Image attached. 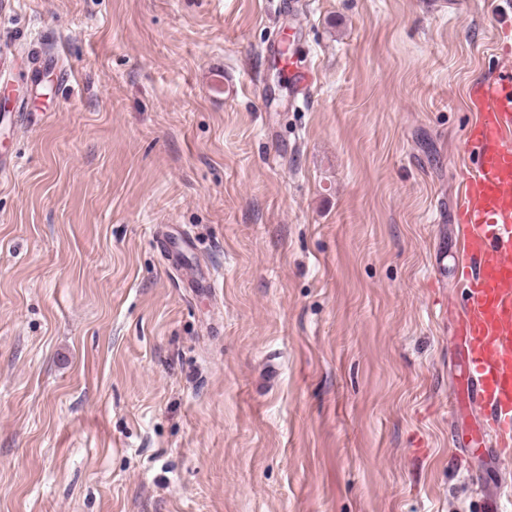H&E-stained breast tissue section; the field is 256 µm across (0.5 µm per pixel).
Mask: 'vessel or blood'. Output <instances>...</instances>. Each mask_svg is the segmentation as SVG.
I'll return each mask as SVG.
<instances>
[{
	"label": "vessel or blood",
	"mask_w": 512,
	"mask_h": 512,
	"mask_svg": "<svg viewBox=\"0 0 512 512\" xmlns=\"http://www.w3.org/2000/svg\"><path fill=\"white\" fill-rule=\"evenodd\" d=\"M455 222L463 299L456 336L465 397L498 448L512 446V49L467 93Z\"/></svg>",
	"instance_id": "obj_1"
}]
</instances>
